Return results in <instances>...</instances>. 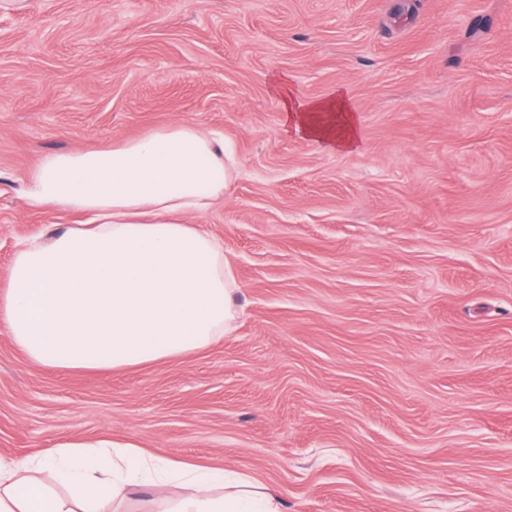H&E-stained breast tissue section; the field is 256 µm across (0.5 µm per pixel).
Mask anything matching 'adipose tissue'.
Segmentation results:
<instances>
[{
	"label": "adipose tissue",
	"mask_w": 512,
	"mask_h": 512,
	"mask_svg": "<svg viewBox=\"0 0 512 512\" xmlns=\"http://www.w3.org/2000/svg\"><path fill=\"white\" fill-rule=\"evenodd\" d=\"M273 88L285 132L350 152L360 145L343 91L297 98ZM236 166L231 146L187 123L119 145L45 155L22 196L33 208L92 214L48 239L24 242L0 291V327L38 365L65 370L140 366L206 349L229 334L241 291L222 240L180 214L206 213ZM68 488L61 496L39 473ZM190 496L171 512H279L277 496L244 476L131 444L71 442L35 460H0V512H103L106 502Z\"/></svg>",
	"instance_id": "ef3b65f1"
}]
</instances>
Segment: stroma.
Segmentation results:
<instances>
[{"instance_id": "1", "label": "stroma", "mask_w": 512, "mask_h": 512, "mask_svg": "<svg viewBox=\"0 0 512 512\" xmlns=\"http://www.w3.org/2000/svg\"><path fill=\"white\" fill-rule=\"evenodd\" d=\"M344 89L360 146L285 134L271 81ZM176 123L234 143L200 224L236 330L112 371L0 329V459L115 439L221 465L281 512H512V0H0V287L49 153Z\"/></svg>"}]
</instances>
